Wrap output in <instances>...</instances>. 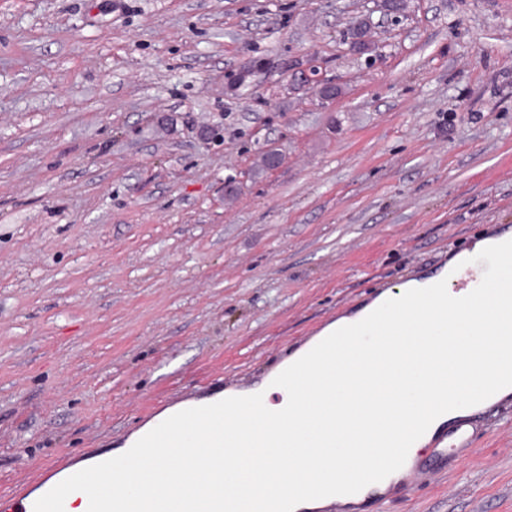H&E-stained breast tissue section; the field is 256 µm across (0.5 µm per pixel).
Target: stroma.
Here are the masks:
<instances>
[{
  "label": "stroma",
  "mask_w": 512,
  "mask_h": 512,
  "mask_svg": "<svg viewBox=\"0 0 512 512\" xmlns=\"http://www.w3.org/2000/svg\"><path fill=\"white\" fill-rule=\"evenodd\" d=\"M503 225L512 0H0V496ZM354 512H512V403Z\"/></svg>",
  "instance_id": "35a3bbf8"
}]
</instances>
